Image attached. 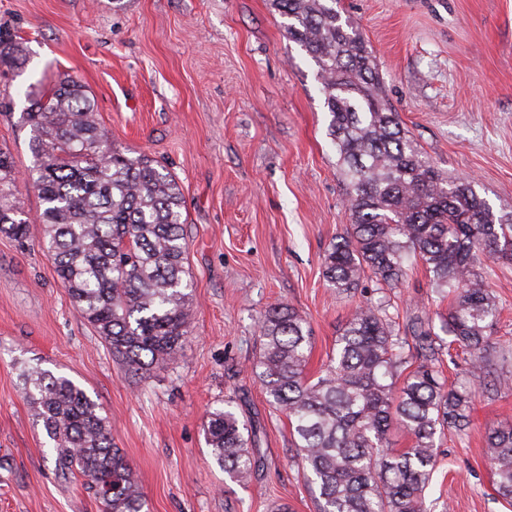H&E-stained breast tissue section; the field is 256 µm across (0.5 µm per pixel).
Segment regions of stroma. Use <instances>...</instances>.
Here are the masks:
<instances>
[{
    "instance_id": "obj_1",
    "label": "stroma",
    "mask_w": 512,
    "mask_h": 512,
    "mask_svg": "<svg viewBox=\"0 0 512 512\" xmlns=\"http://www.w3.org/2000/svg\"><path fill=\"white\" fill-rule=\"evenodd\" d=\"M378 64L382 94L431 164L467 177L494 210H512V0H339ZM271 0H0V38L24 62L0 69V148L20 179L25 242L0 234V512H99L82 477L63 478L27 401L40 365L79 383L112 427L149 512H318L291 424L251 372L258 320L271 305L308 322L317 375L355 308L385 306L397 325L448 303L412 265L405 282L339 294L324 255L349 222L346 181L326 136L316 67L284 33ZM84 84L114 150L163 165L182 189L195 317L176 360L134 375L75 311L40 246L43 203L26 93L59 74ZM483 273L496 298L497 347L484 381L467 354L444 358L448 384L472 386L465 431L442 440L431 512H512L485 451L489 426L512 423V262ZM233 407L257 431L260 466L230 481L207 447L209 411Z\"/></svg>"
}]
</instances>
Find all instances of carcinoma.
Returning <instances> with one entry per match:
<instances>
[{"instance_id": "1", "label": "carcinoma", "mask_w": 512, "mask_h": 512, "mask_svg": "<svg viewBox=\"0 0 512 512\" xmlns=\"http://www.w3.org/2000/svg\"><path fill=\"white\" fill-rule=\"evenodd\" d=\"M337 0H273L288 40L316 67L327 134L347 180L349 224L330 244L324 275L338 294L368 278L398 287L407 265L422 264L429 288L448 295L442 331L469 353L483 378L493 348L497 303L480 272L512 261V211L495 212L467 178L441 174L382 102L373 51ZM23 46L0 45V66ZM27 113L33 186L43 202L42 247L77 312L129 372L162 369L178 354L194 315L184 279L189 244L175 177L145 156L112 148L85 87L68 75L35 95ZM12 158L0 149V232L22 241L30 220L16 201ZM401 335L380 307L357 308L319 374L308 376L306 320L278 305L259 320L252 371L268 401L288 413L296 456L319 491L320 512H428L426 491L438 444L470 424L474 395L447 386L443 347L415 315ZM417 366L408 371L410 359ZM24 393L55 450V469L78 473L100 512H144L145 496L112 442L98 405L72 379L39 366L23 374ZM412 438L391 446L393 429ZM204 435L233 482L256 467L255 432L229 409L208 413ZM486 453L499 496L512 502V425L489 428Z\"/></svg>"}]
</instances>
